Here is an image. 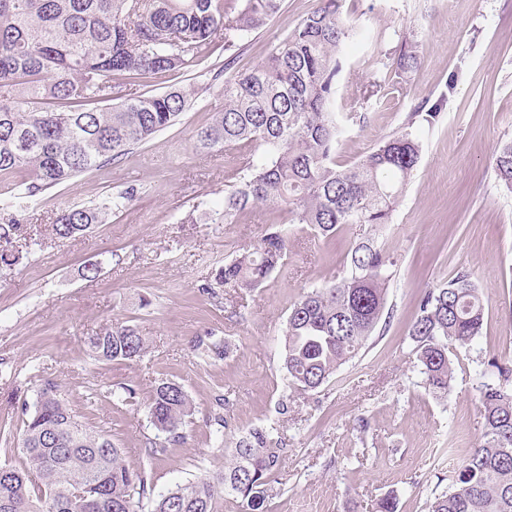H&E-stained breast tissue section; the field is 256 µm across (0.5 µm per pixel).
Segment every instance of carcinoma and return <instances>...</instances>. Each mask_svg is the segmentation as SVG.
<instances>
[{
  "mask_svg": "<svg viewBox=\"0 0 512 512\" xmlns=\"http://www.w3.org/2000/svg\"><path fill=\"white\" fill-rule=\"evenodd\" d=\"M345 0H316L315 7L266 59L249 71L222 67L224 109L194 134L202 152L238 155L241 167L224 208L212 224H236L241 215L268 207L284 214L276 227L218 269L215 288L253 290L286 267L288 224H304L316 236L336 235L345 224L370 226L373 234L348 253L343 277L304 293L292 305L283 330L282 365L288 386L306 393L320 388L355 358L388 307L394 259L379 243L394 207L414 176L422 146L413 123L381 139L349 166L336 163L342 119L335 111L339 54L354 29ZM281 0H0V181L22 171L32 180L10 197L23 209L44 190L72 181L124 155L172 126L193 104V93L127 94L105 110L58 112L50 105L91 102L119 92L120 76L142 78L200 65L218 40L230 51L261 28ZM396 70L418 64L401 51ZM261 149L265 162L250 160ZM498 184L512 193V138L494 157ZM125 191L95 206L58 211L59 238L84 235L111 213L126 209ZM28 234L21 220L0 224V263L19 260L13 244ZM482 292L461 270L448 283L424 292L408 328L415 367L434 395L451 391L462 349L483 333ZM100 361H134L149 351L138 327L118 324L87 337ZM196 347L220 359L224 346L205 332ZM483 378L482 443L471 449L449 478L448 490L427 503V512H512V361L491 360L474 368ZM193 401L176 380L161 379L147 404L149 421L164 437L144 449L150 460L185 439ZM266 430L239 440L224 474L193 478L154 499L153 512H215L219 493L249 503L276 481L287 449ZM24 462L0 465V512H137L136 499L153 494L151 473L133 469L123 451L101 433L83 427L58 385L46 382L24 421Z\"/></svg>",
  "mask_w": 512,
  "mask_h": 512,
  "instance_id": "1",
  "label": "carcinoma"
}]
</instances>
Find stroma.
Returning <instances> with one entry per match:
<instances>
[{
	"label": "stroma",
	"mask_w": 512,
	"mask_h": 512,
	"mask_svg": "<svg viewBox=\"0 0 512 512\" xmlns=\"http://www.w3.org/2000/svg\"><path fill=\"white\" fill-rule=\"evenodd\" d=\"M314 0H282L279 12L239 41L235 68L251 69L285 38ZM357 33L340 54L336 109L366 98L363 123H347L336 158L352 163L399 131L410 113L445 99L434 124L409 122L422 143L418 171L400 197L383 239L396 260L388 286L392 314L349 363L319 389H289L280 366L282 329L303 292L343 276L346 256L369 228L347 224L330 239L288 228L285 271L253 291L202 293L225 258L263 236L280 215L244 214L235 224H188L193 209L224 205L231 153H204L193 135L224 106L214 75L216 46L201 65L125 80L127 92L197 90L180 120L116 160L41 193L24 222L37 245L0 266V464H20L27 412L45 382L65 393L79 421L108 435L131 468L150 466L154 491L215 478L228 448L250 431L274 427L287 450L279 482L259 505L219 503L218 512H376L393 495L397 512H426L448 488V473L483 433L480 381L456 374L448 397L425 389L413 366L408 326L424 291L460 270L472 273L485 325L463 363L512 358V194L496 180L493 157L512 137V0H347ZM420 57L394 71L403 44ZM132 205L87 236L61 239L54 214L128 187ZM96 264L89 280L83 266ZM136 325L150 344L137 361L97 360L88 336ZM224 341L223 358L195 348L200 333ZM180 382L193 400L184 443L147 460L155 431L146 404L155 384ZM125 385L129 403L113 399ZM223 416L216 425L215 416Z\"/></svg>",
	"instance_id": "35a3bbf8"
}]
</instances>
